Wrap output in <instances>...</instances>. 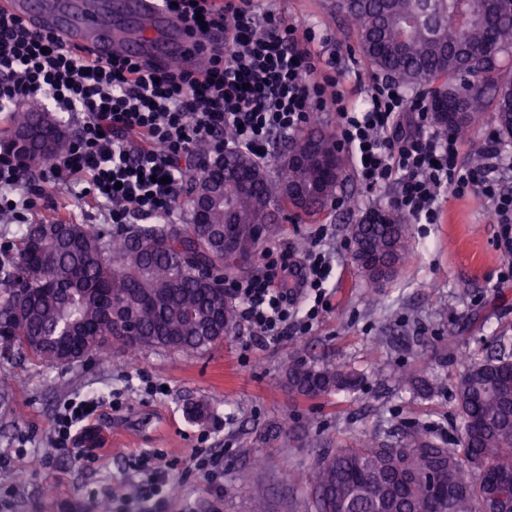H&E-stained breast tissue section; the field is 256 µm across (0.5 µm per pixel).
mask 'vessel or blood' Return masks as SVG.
Instances as JSON below:
<instances>
[{
    "instance_id": "b4317fda",
    "label": "vessel or blood",
    "mask_w": 512,
    "mask_h": 512,
    "mask_svg": "<svg viewBox=\"0 0 512 512\" xmlns=\"http://www.w3.org/2000/svg\"><path fill=\"white\" fill-rule=\"evenodd\" d=\"M0 7L96 58L120 53L173 66L198 56L196 40L153 0H118L119 18L113 23L99 22L87 0H0Z\"/></svg>"
}]
</instances>
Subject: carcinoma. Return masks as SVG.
Instances as JSON below:
<instances>
[{"instance_id": "cac0c4a2", "label": "carcinoma", "mask_w": 512, "mask_h": 512, "mask_svg": "<svg viewBox=\"0 0 512 512\" xmlns=\"http://www.w3.org/2000/svg\"><path fill=\"white\" fill-rule=\"evenodd\" d=\"M357 48L379 73L430 85L432 112L459 137L489 109L512 138V0H336ZM7 149L30 165L63 153L72 132L51 112H10ZM334 135L309 129L288 143L272 177L251 155L224 157V202L207 223L128 224L102 231L53 213L21 237L17 256L0 262V345L18 346L42 365L60 364L55 343L80 336L87 355L114 348L194 354L224 339L237 312L224 295V270L255 258L257 234L292 209L311 217L333 196L344 159L331 173L323 157ZM354 261L380 285L409 253L408 219L389 212L352 227ZM24 306L23 322L13 317ZM288 388L309 399L353 390L355 371L295 358ZM461 422L450 443L430 430L388 432L357 446L317 454L304 512H512V351L503 342L473 359L454 390ZM487 462V477L470 460Z\"/></svg>"}]
</instances>
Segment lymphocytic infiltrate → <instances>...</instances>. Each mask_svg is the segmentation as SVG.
<instances>
[{
  "label": "lymphocytic infiltrate",
  "mask_w": 512,
  "mask_h": 512,
  "mask_svg": "<svg viewBox=\"0 0 512 512\" xmlns=\"http://www.w3.org/2000/svg\"><path fill=\"white\" fill-rule=\"evenodd\" d=\"M156 5L197 38L204 67L158 68L117 54L97 59L0 10V111L36 107L68 115L78 129L67 151L26 189L19 161L0 150V215L26 223L49 191L66 184L102 206L114 227L135 218L176 221L182 216L178 189L201 151L229 147L262 160L274 135L296 134L314 113L331 112L336 140L367 195L376 199L397 187L391 205L415 224L439 223L442 192L481 198L512 251V192L499 183L500 171L512 168V155L497 136L481 144L479 163H465L459 137L433 126L429 91L408 92L376 76L361 85L366 106L357 109L339 89L343 70L323 69L314 28L258 12L254 0ZM215 25L224 29L218 44L206 39ZM331 271L332 259L323 251L300 259L270 248L259 273L225 279L224 293L238 302L249 336L280 339L311 328ZM97 408L92 399L64 401L53 445L74 449L78 425Z\"/></svg>",
  "instance_id": "obj_1"
}]
</instances>
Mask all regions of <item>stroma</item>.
Wrapping results in <instances>:
<instances>
[{
	"mask_svg": "<svg viewBox=\"0 0 512 512\" xmlns=\"http://www.w3.org/2000/svg\"><path fill=\"white\" fill-rule=\"evenodd\" d=\"M263 6L328 35L324 57L345 70V91L371 76L336 0ZM340 193L353 197L352 209L288 220L259 243L294 250L313 241L319 225L332 227L331 306L307 335L263 342L239 328L194 355L145 348L132 359L115 352L54 367L0 359V512H99L105 501L111 512H149L128 469L149 449L163 453L175 488L162 512H303L319 450L389 430L454 434L452 394L468 359L499 341L512 343V281L502 279L512 253L500 246V227L483 200L444 196L440 223L411 225L407 261L386 287L375 288L344 246L370 203L353 181ZM452 333L464 338L453 349ZM298 356L356 371L363 381L352 392L305 398L285 385ZM141 375L153 378L157 395L132 392L113 408V390ZM411 376L438 379L442 390L418 395L407 383ZM78 394L99 398L87 423L106 445L62 452L50 440L54 419ZM203 442L224 454L219 483L190 469L191 452ZM256 483L266 487L265 498L252 497Z\"/></svg>",
	"mask_w": 512,
	"mask_h": 512,
	"instance_id": "1",
	"label": "stroma"
}]
</instances>
